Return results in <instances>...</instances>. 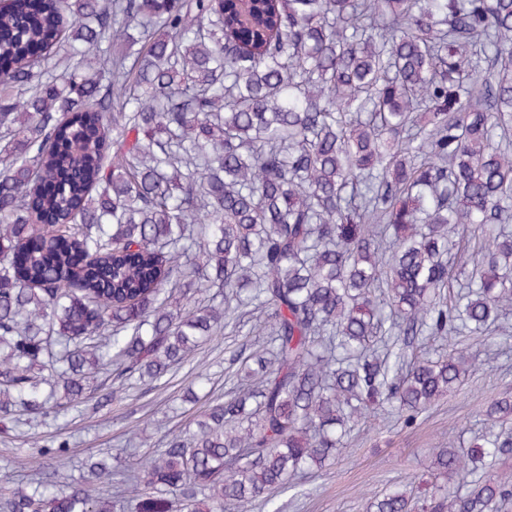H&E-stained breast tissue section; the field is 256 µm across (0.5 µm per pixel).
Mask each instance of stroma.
<instances>
[{"label":"stroma","mask_w":512,"mask_h":512,"mask_svg":"<svg viewBox=\"0 0 512 512\" xmlns=\"http://www.w3.org/2000/svg\"><path fill=\"white\" fill-rule=\"evenodd\" d=\"M257 322L248 313L230 321L152 390L130 380L106 407L95 408L89 401L59 421L23 422L0 433V494L12 486L23 464L39 469L62 490L88 455H108L124 466L152 456L197 414V407L179 403L188 385L202 382L214 399L244 385L238 373L241 361L266 347L265 337L254 331ZM459 344L476 356L478 366L457 391L411 426L381 415L358 425L330 466L300 477L293 490L280 496L284 512H365L366 497L394 484L409 485L418 495L430 492L434 477L426 472L429 453L451 440L469 443L485 427L488 403L512 395V340L485 346L463 336ZM63 439L69 443L64 453L35 451L36 445ZM132 439L137 449H130Z\"/></svg>","instance_id":"35a3bbf8"}]
</instances>
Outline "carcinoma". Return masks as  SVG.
I'll return each instance as SVG.
<instances>
[{
  "label": "carcinoma",
  "instance_id": "carcinoma-1",
  "mask_svg": "<svg viewBox=\"0 0 512 512\" xmlns=\"http://www.w3.org/2000/svg\"><path fill=\"white\" fill-rule=\"evenodd\" d=\"M0 141L1 423L262 316L249 387L138 468L81 462L134 512H282L371 413L408 425L457 390V337H512V0H3ZM511 454L491 429L441 448L431 495L367 512H504ZM0 512L112 501L31 473Z\"/></svg>",
  "mask_w": 512,
  "mask_h": 512
}]
</instances>
